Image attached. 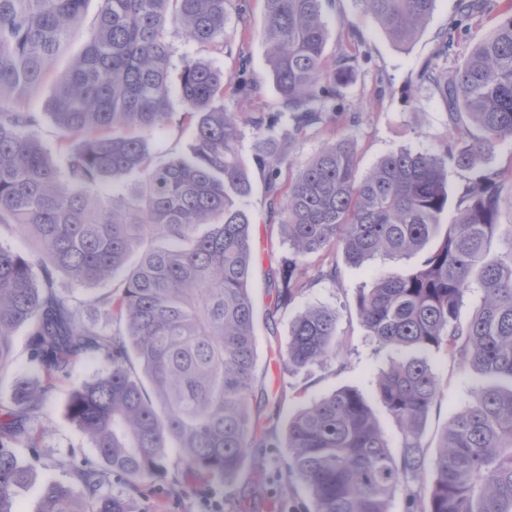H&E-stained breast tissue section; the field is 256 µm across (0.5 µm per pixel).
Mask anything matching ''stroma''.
Returning <instances> with one entry per match:
<instances>
[{"mask_svg":"<svg viewBox=\"0 0 512 512\" xmlns=\"http://www.w3.org/2000/svg\"><path fill=\"white\" fill-rule=\"evenodd\" d=\"M460 0H438L436 7L417 37L409 44L393 43L379 22L365 12L358 0H336L325 14L328 38L324 62L334 66L341 54L357 59L353 77L344 90L347 110L340 121L337 136L353 143L361 172L370 171L386 155L403 148L433 153L448 137V109L428 87L417 85L414 77L422 64L432 57L438 37L457 18ZM265 24L262 0H249L245 15L231 14L222 50L200 51L188 43L177 28H170L173 46L172 71H179L184 56L205 54L224 71L225 81L237 76L239 57H247L251 78L260 88L249 100L232 91L224 93L228 112H272L278 94L270 80L267 48L261 37ZM83 39L74 40L49 65L46 82L39 94L28 98L23 107L40 115L37 137L52 144L55 127L47 113L53 86L70 60L83 48ZM258 139L251 128H244L239 152L252 182L248 211L252 221V278L249 292L256 312L255 338L257 372L251 401L253 413L270 420L280 445L276 448H250L240 478L231 485L213 487L202 495L176 485L172 476L155 480L151 488L130 502L131 512H198L203 498L219 501L224 512H269L268 497L279 498L282 512H312L309 495L303 485L286 476L283 461L288 455V420L300 407L342 387L357 388L372 409L392 453H399V433L393 418L381 402L376 389L380 371L386 367L389 353L380 349L360 323L354 305L358 289L371 287L376 273L391 268V261L375 258L355 267L339 262L336 282L322 281L297 295L288 307L278 305L275 288L279 260L288 253V244L279 233L278 220L271 214L266 191L267 175L253 163ZM312 306L334 309L337 334L344 353L341 359L324 367L315 366L297 375L281 366L286 351L288 330L294 317ZM427 359L444 389L440 405L431 414L424 443L436 447L439 435L453 417L486 385L480 374L461 368L441 353ZM100 363L91 356L80 360L70 377L63 379L48 400L42 422L49 430L41 450L42 463L31 481L16 494V512H39L41 492L47 480L62 479L59 467L69 455L89 459L96 451L83 434L67 419L66 404L72 385L99 374Z\"/></svg>","mask_w":512,"mask_h":512,"instance_id":"35a3bbf8","label":"stroma"}]
</instances>
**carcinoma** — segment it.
Wrapping results in <instances>:
<instances>
[{
  "label": "carcinoma",
  "instance_id": "cac0c4a2",
  "mask_svg": "<svg viewBox=\"0 0 512 512\" xmlns=\"http://www.w3.org/2000/svg\"><path fill=\"white\" fill-rule=\"evenodd\" d=\"M326 1L334 2L263 0L275 112L215 106L224 71L187 57L177 75L179 124L192 129L193 144L188 155L157 162L148 135L172 116L169 26L191 43L222 47L230 11L246 13L248 0H100L94 30L50 100L59 168L31 133L39 115L22 103L78 35L85 0H0V226L33 245L27 255L0 245V370L21 327L34 364V376L0 401V512H16V491L33 471L18 449L39 459L46 402L84 355L102 372L72 388L67 418L100 462L71 455L68 481L44 485L41 512H130L128 497L170 471L194 491L230 485L249 448L278 447L250 410L257 353L243 126L261 136L253 162L268 173L270 210L288 242L281 305L336 281L339 252L355 266L424 253L419 266L381 272L355 296L367 334L396 352L377 387L400 453L389 451L362 394L345 387L289 421L285 472L307 488L313 512H389L398 487L406 512H512V225L498 221L512 170L481 166L512 139V0H479L499 9L498 23L450 73L448 52L475 14L464 6L416 74L448 106L443 149L403 148L362 176L351 141L336 137L356 58L343 54L325 68ZM360 2L404 43L437 0ZM231 88L243 99L258 93L246 62ZM310 130L329 138L279 184L280 166ZM450 165L464 184L457 216L444 224ZM134 174L141 180L130 199L99 193ZM495 239L509 245L507 260L490 255ZM60 272L86 287L117 280L89 298L112 330L85 319L82 303L59 288ZM474 284L481 303L463 321ZM341 349L336 313L311 307L291 323L283 365L300 373L339 359ZM431 352L490 383L451 418L430 459L424 433L443 397ZM114 481L126 495L110 492Z\"/></svg>",
  "mask_w": 512,
  "mask_h": 512
}]
</instances>
